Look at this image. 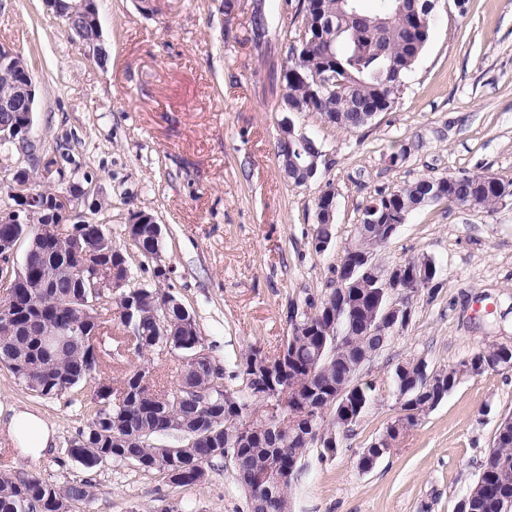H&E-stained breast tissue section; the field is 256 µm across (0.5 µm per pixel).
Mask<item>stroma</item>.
I'll list each match as a JSON object with an SVG mask.
<instances>
[{"instance_id": "35a3bbf8", "label": "stroma", "mask_w": 512, "mask_h": 512, "mask_svg": "<svg viewBox=\"0 0 512 512\" xmlns=\"http://www.w3.org/2000/svg\"><path fill=\"white\" fill-rule=\"evenodd\" d=\"M252 0H100L98 64L44 0H0V42L27 61L36 83V157L0 154V211L14 208L15 170L53 162L50 184L73 183V221L107 225L127 249L130 287L176 295L195 314L216 363L288 335V313L330 291L362 208L378 193L423 177L460 172L512 179V0H437L428 46L395 106L345 131L311 112L297 126L326 163L307 185L282 176L276 157L284 113L268 93L270 62L251 35ZM334 189V235L316 253L315 202ZM137 211L162 227L160 261L130 247ZM431 257L434 288L416 294L412 316L360 376L375 401L345 433L335 457L312 446L292 490V512H458L476 482L500 419L512 414V368L463 377L399 448L367 472L359 459L401 413L388 389L396 364L416 356L445 370L474 352L512 346V200L494 210L434 204L413 212L376 256L392 267ZM167 274L156 277V265ZM0 405L46 420L53 444L24 455L0 429V471H37L64 487L89 479L93 500L72 512H249L231 470H208L198 486L174 487L126 465L88 471L67 454L95 411L88 390L32 396L0 367Z\"/></svg>"}]
</instances>
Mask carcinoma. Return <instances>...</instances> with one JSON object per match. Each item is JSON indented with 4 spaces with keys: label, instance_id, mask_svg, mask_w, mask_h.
Listing matches in <instances>:
<instances>
[{
    "label": "carcinoma",
    "instance_id": "carcinoma-1",
    "mask_svg": "<svg viewBox=\"0 0 512 512\" xmlns=\"http://www.w3.org/2000/svg\"><path fill=\"white\" fill-rule=\"evenodd\" d=\"M297 9L301 25L286 30L281 43L287 48V68L279 83V95L289 112H314L320 119L343 130L365 126L359 113L368 106L386 112L399 99L408 74L424 52L431 30L419 31L409 22L395 18L383 27L377 18L393 12V0H304ZM331 19L334 26L321 29L318 23ZM100 25L98 0H85L82 13L68 27L71 36L98 37ZM307 27L306 40L300 41L301 27ZM307 66L294 67V60ZM35 86L26 61L19 56L9 64H0V105H13L10 112L0 111V126L14 129L13 138L25 141L27 113L34 111L35 98L20 96L22 86ZM292 161L278 157L284 176L295 186L306 184L305 170L310 157H324L321 145L313 138L292 140L288 149ZM448 197L444 204L463 207L475 197L480 208L490 209L503 201L511 181L489 174L462 172L441 178ZM433 180L420 178L400 186L399 193H378L372 202L398 214L433 204L429 197ZM131 245L150 249L148 224H128L125 228ZM25 263L35 275L49 276L54 287L33 289L20 298L22 311L30 316V328L7 331L0 328V365L9 370L34 395L57 399L78 387L92 390L96 410L87 428L68 448V455L86 469L108 463L132 464L159 476L175 472L177 487L203 483L198 465L208 468L226 466L244 490L249 512H290L289 490L300 473V463L309 447L318 442V434L338 428L337 422L324 418L304 419L309 425L297 430L282 425L268 413L261 395L268 381L288 383L292 407L312 406L317 396L340 384L361 359L369 360L383 348L377 336H366L364 326L350 329L348 343L354 355L334 358L328 355L335 334L325 313L328 297L320 299V308L298 315L301 329L288 350L286 376H274L264 363L273 355L252 348L228 365L206 358L194 365H179L178 382L171 389L150 386L149 369L125 370L117 387L104 382L100 368L107 364L121 369L126 353L140 355L163 348L186 355L203 338L195 316L186 306L170 309L166 327H161L157 304L165 293L157 288L112 287L111 296L118 322L127 327L129 319L135 335L118 338L114 346L106 343L110 319L97 316L95 342L79 330L64 337L52 365L39 364L43 356L41 342L58 335L62 325L75 319L82 306L85 288L81 270L90 262L112 254L117 277H124L125 261L120 246L103 224H84L79 238L63 237L56 224H41L26 236ZM239 404L242 418L255 417L252 438L235 436L226 417L225 397ZM408 428L432 411L431 395L416 389L409 396ZM512 496V416L503 417L486 452L474 496L485 494L481 512H501L499 492ZM93 496L92 483L76 479L58 489L40 473L0 472V512H72L74 504Z\"/></svg>",
    "mask_w": 512,
    "mask_h": 512
}]
</instances>
